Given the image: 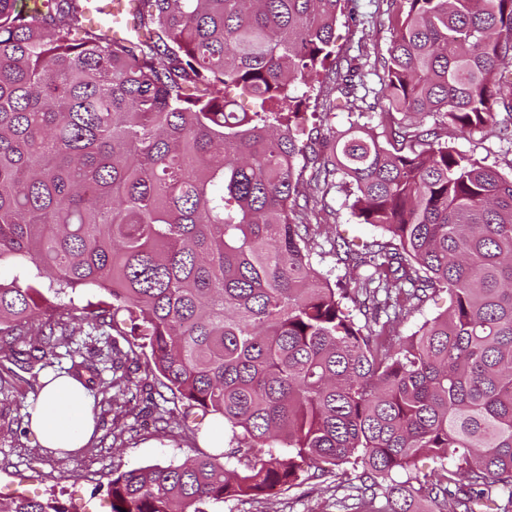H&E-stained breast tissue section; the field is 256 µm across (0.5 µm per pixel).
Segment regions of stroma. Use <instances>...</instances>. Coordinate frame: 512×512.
<instances>
[{"instance_id": "1", "label": "stroma", "mask_w": 512, "mask_h": 512, "mask_svg": "<svg viewBox=\"0 0 512 512\" xmlns=\"http://www.w3.org/2000/svg\"><path fill=\"white\" fill-rule=\"evenodd\" d=\"M352 8L354 17H340L336 24V52L353 55L360 51L371 63L386 56L391 31L385 0H353ZM456 146L486 159L504 173H512V144L500 140L495 130L457 139ZM318 220L323 234L331 237L372 241L381 236L377 228L359 223L352 215L341 189L327 196ZM69 366V357L62 350L50 368L35 360L25 368L0 360V500H40L53 493L62 504H77L82 512H111L107 489L113 468L180 462L206 451L201 439L206 421L199 410H190L183 427L167 433L158 430L149 397L158 393L160 386L154 381L153 364L145 356L139 360L136 375L149 382L146 398L132 407L124 396H115L113 411L98 418L97 430L83 448L68 454L43 448L30 432L27 416L39 396L42 379L66 372ZM117 423L126 426V433L112 447H101L103 435ZM336 498V479L327 475L313 478L309 493L303 497L290 491L260 503L217 504L213 512H337Z\"/></svg>"}]
</instances>
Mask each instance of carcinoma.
Wrapping results in <instances>:
<instances>
[{
  "instance_id": "1",
  "label": "carcinoma",
  "mask_w": 512,
  "mask_h": 512,
  "mask_svg": "<svg viewBox=\"0 0 512 512\" xmlns=\"http://www.w3.org/2000/svg\"><path fill=\"white\" fill-rule=\"evenodd\" d=\"M23 2L0 0V354L64 346L85 386L134 400L148 352L165 402L224 422L219 454L113 470L111 512H208L326 474L349 512H512V176L455 146L512 140V0H389L377 89L334 50L351 0H137L129 38L88 0ZM321 75L324 121L357 100L380 121L304 141ZM336 187L382 236L328 240L345 284L314 260ZM88 291L103 300L79 316L56 303ZM438 291L447 310L392 340ZM73 319L104 337L95 359ZM422 455L432 476L392 478ZM315 90L312 99L310 100V104L307 108H302V114L299 119L300 126L304 128L306 133L310 131L312 133V137H316V129L314 127H318L319 121L313 116V112H322V102L328 96L330 91V86L326 83H318L316 81L312 82ZM317 96L318 100L315 101V97ZM317 105V107H315ZM313 129V130H312Z\"/></svg>"
}]
</instances>
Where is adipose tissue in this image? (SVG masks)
Instances as JSON below:
<instances>
[{
	"mask_svg": "<svg viewBox=\"0 0 512 512\" xmlns=\"http://www.w3.org/2000/svg\"><path fill=\"white\" fill-rule=\"evenodd\" d=\"M29 427L43 447H83L94 431V417L79 381L63 375L47 382L31 413Z\"/></svg>",
	"mask_w": 512,
	"mask_h": 512,
	"instance_id": "adipose-tissue-1",
	"label": "adipose tissue"
}]
</instances>
